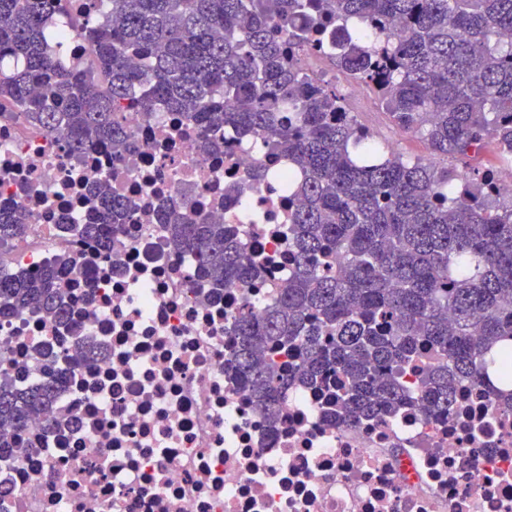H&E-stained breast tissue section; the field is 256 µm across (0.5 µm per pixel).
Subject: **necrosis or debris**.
Instances as JSON below:
<instances>
[{"label": "necrosis or debris", "instance_id": "4bbe7bcc", "mask_svg": "<svg viewBox=\"0 0 512 512\" xmlns=\"http://www.w3.org/2000/svg\"><path fill=\"white\" fill-rule=\"evenodd\" d=\"M122 124L129 145L74 157L26 113L0 114V209L27 226L0 248V271L74 261L66 322L31 307L0 320V373L22 386L62 375L0 456V512H512V405L480 387H460L447 415L345 423L292 385L269 426L233 368L235 320L288 283V163L251 133L203 150L201 127L162 104ZM99 183L135 205L106 251L77 230ZM168 206L238 226L264 281L212 292L172 243Z\"/></svg>", "mask_w": 512, "mask_h": 512}]
</instances>
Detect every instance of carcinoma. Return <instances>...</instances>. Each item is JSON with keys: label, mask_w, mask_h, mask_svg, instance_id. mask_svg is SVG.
I'll use <instances>...</instances> for the list:
<instances>
[{"label": "carcinoma", "mask_w": 512, "mask_h": 512, "mask_svg": "<svg viewBox=\"0 0 512 512\" xmlns=\"http://www.w3.org/2000/svg\"><path fill=\"white\" fill-rule=\"evenodd\" d=\"M66 0H0V106L26 111L79 156L127 140L117 113L156 103L184 113L217 149L233 130L259 135L298 167L300 205L288 226L294 269L279 299L239 312L237 371L270 420L290 382L332 394L344 419L415 404L448 412L464 382L512 381V201L491 169L460 176L371 143L336 88L303 72L323 48L361 78L394 126L420 136L434 157L492 149L512 158V0H109L105 21L72 26L93 56L84 71L50 53L48 17ZM41 85L39 97L31 87ZM98 223L79 232L112 244V214L96 194ZM174 244L194 255L210 286L250 287L261 268L236 230L179 210L165 214ZM26 225L0 210V244ZM56 256L39 275H0V319L33 305L67 316ZM430 347L439 362L408 392L400 376ZM295 360L283 375L265 354ZM60 382L19 389L0 377V452L18 447L30 416L49 409Z\"/></svg>", "instance_id": "cac0c4a2"}]
</instances>
